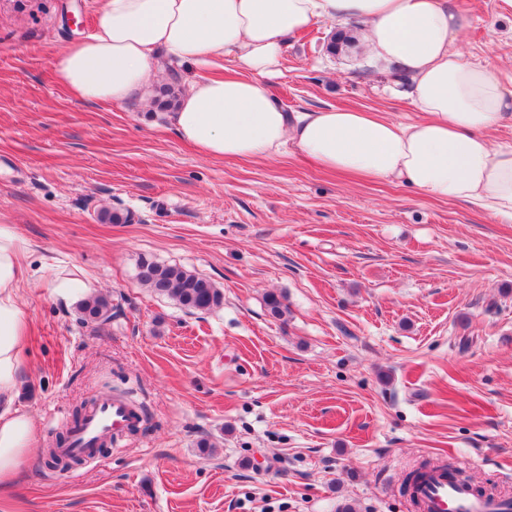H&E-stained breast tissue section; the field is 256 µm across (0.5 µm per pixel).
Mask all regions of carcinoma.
<instances>
[{
	"label": "carcinoma",
	"mask_w": 512,
	"mask_h": 512,
	"mask_svg": "<svg viewBox=\"0 0 512 512\" xmlns=\"http://www.w3.org/2000/svg\"><path fill=\"white\" fill-rule=\"evenodd\" d=\"M138 280L153 293L172 299L186 310L210 311L222 306L223 292L210 280L177 266L143 261L138 266ZM269 314L281 318L288 312L284 297L269 293L265 300ZM82 319L103 324L112 319V303L102 295H93L79 305Z\"/></svg>",
	"instance_id": "cac0c4a2"
}]
</instances>
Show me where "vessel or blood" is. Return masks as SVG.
<instances>
[{
	"label": "vessel or blood",
	"mask_w": 512,
	"mask_h": 512,
	"mask_svg": "<svg viewBox=\"0 0 512 512\" xmlns=\"http://www.w3.org/2000/svg\"><path fill=\"white\" fill-rule=\"evenodd\" d=\"M136 419L126 400L115 397L99 402L90 411L70 443L59 448V455L88 456L105 440L119 436ZM417 512H512V503L475 494L460 481L450 480L448 470L438 464L425 470L414 489Z\"/></svg>",
	"instance_id": "b4317fda"
}]
</instances>
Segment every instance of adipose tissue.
I'll return each instance as SVG.
<instances>
[{
	"instance_id": "1",
	"label": "adipose tissue",
	"mask_w": 512,
	"mask_h": 512,
	"mask_svg": "<svg viewBox=\"0 0 512 512\" xmlns=\"http://www.w3.org/2000/svg\"><path fill=\"white\" fill-rule=\"evenodd\" d=\"M352 21L363 25L379 71L408 78L418 119L333 107L289 112L271 93L286 37ZM464 25L450 0H102L95 31L55 67L80 99L112 104L153 84L160 59L195 68L229 59L239 76L191 81L171 114L203 156L273 160L291 149L330 171L402 182L512 221V147L490 139L512 120V84L464 57ZM28 279L25 242L1 224L0 486L35 442L31 417L15 405L29 330L18 291Z\"/></svg>"
}]
</instances>
